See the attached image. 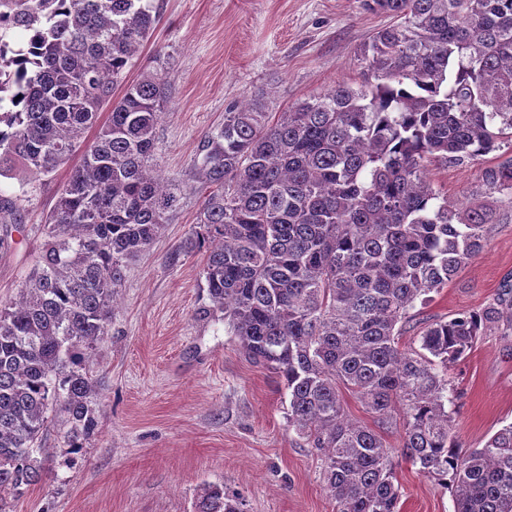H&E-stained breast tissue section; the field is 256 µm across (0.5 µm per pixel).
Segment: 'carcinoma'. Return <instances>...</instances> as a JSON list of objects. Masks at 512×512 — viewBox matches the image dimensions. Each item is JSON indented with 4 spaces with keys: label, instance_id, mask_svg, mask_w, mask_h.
Instances as JSON below:
<instances>
[{
    "label": "carcinoma",
    "instance_id": "carcinoma-1",
    "mask_svg": "<svg viewBox=\"0 0 512 512\" xmlns=\"http://www.w3.org/2000/svg\"><path fill=\"white\" fill-rule=\"evenodd\" d=\"M395 22L358 54L363 81L278 114L255 98L204 136L199 186L162 176L156 127L170 104L168 60L124 71L164 0H0V177L36 179L80 155L42 224L37 260L0 300V512L43 477L34 456L47 413L73 439L97 425L88 353L108 334L125 271L198 195L209 313L248 359L279 374L288 426L320 460L336 512H399L393 450L349 418L342 391L399 456L453 493L454 512H512V423L463 448L448 410V368L486 333L512 338V283L476 311L429 324L400 347L409 311L482 252L512 217V0H362ZM122 89L112 100V92ZM111 110L105 121L100 111ZM481 165L462 200L429 167ZM25 223L0 194V252ZM207 485L194 512H246Z\"/></svg>",
    "mask_w": 512,
    "mask_h": 512
}]
</instances>
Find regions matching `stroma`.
<instances>
[{
    "mask_svg": "<svg viewBox=\"0 0 512 512\" xmlns=\"http://www.w3.org/2000/svg\"><path fill=\"white\" fill-rule=\"evenodd\" d=\"M389 17L361 0H166L164 15L126 69L136 79L156 51L169 61L173 98L156 128L163 175L190 179L201 141L232 101L264 98L270 111L347 82L362 81L357 54ZM467 164L430 172L435 190L459 199L478 181ZM66 169L25 186L26 220L0 253V300L16 295L39 251L36 229L54 206ZM188 204L132 263L118 290L107 336L89 366L101 381L97 427L72 452L69 427L49 417L36 453L46 477L15 512H194L205 484L241 493L247 512H335L320 462L288 426L277 374L253 364L223 321L204 316L205 249L183 251L196 222ZM512 278V221L494 225L482 253L447 287L417 303L399 338L419 348L427 324L484 306ZM448 375L453 431L480 446L512 422V338L480 337ZM400 512H454L449 490L400 463Z\"/></svg>",
    "mask_w": 512,
    "mask_h": 512,
    "instance_id": "1",
    "label": "stroma"
}]
</instances>
